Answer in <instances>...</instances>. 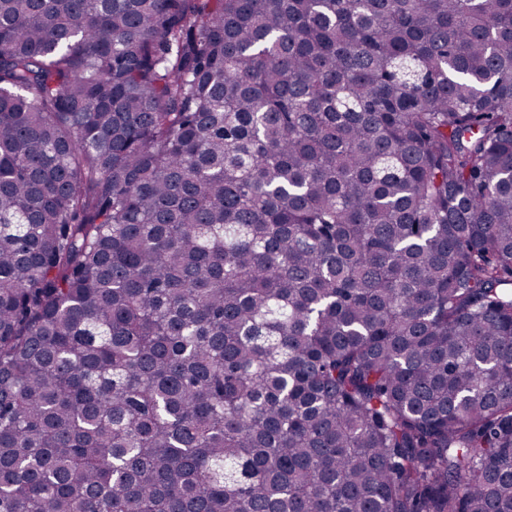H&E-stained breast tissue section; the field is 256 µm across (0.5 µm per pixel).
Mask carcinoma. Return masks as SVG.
I'll return each mask as SVG.
<instances>
[{
	"instance_id": "cac0c4a2",
	"label": "carcinoma",
	"mask_w": 512,
	"mask_h": 512,
	"mask_svg": "<svg viewBox=\"0 0 512 512\" xmlns=\"http://www.w3.org/2000/svg\"><path fill=\"white\" fill-rule=\"evenodd\" d=\"M0 512H512V0H0Z\"/></svg>"
}]
</instances>
